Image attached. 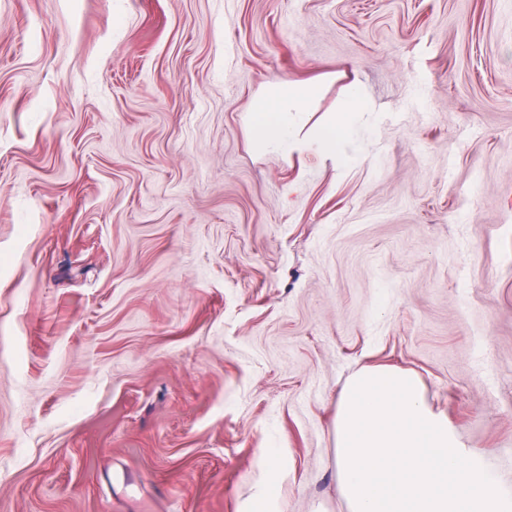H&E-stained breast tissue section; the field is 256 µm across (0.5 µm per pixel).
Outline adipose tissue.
<instances>
[{"label":"adipose tissue","mask_w":512,"mask_h":512,"mask_svg":"<svg viewBox=\"0 0 512 512\" xmlns=\"http://www.w3.org/2000/svg\"><path fill=\"white\" fill-rule=\"evenodd\" d=\"M323 85L320 75L269 82L251 102L250 127L256 147L283 152L313 149L327 156L337 155L357 116L367 111L368 105L358 92L357 82H350L337 111L316 130L304 133L305 117L319 100Z\"/></svg>","instance_id":"ef3b65f1"}]
</instances>
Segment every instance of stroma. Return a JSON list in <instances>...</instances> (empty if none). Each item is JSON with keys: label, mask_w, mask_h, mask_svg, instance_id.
I'll list each match as a JSON object with an SVG mask.
<instances>
[{"label": "stroma", "mask_w": 512, "mask_h": 512, "mask_svg": "<svg viewBox=\"0 0 512 512\" xmlns=\"http://www.w3.org/2000/svg\"><path fill=\"white\" fill-rule=\"evenodd\" d=\"M343 70L348 163L253 145ZM370 365L512 488V0H0V512H345ZM344 75L350 82L337 111L316 130L303 136L305 116L312 112L322 94L325 75L269 82L251 102L250 127L256 147L283 152L315 149L335 157L341 142L350 135L357 116L368 110L359 95L356 77L349 73Z\"/></svg>", "instance_id": "1"}]
</instances>
